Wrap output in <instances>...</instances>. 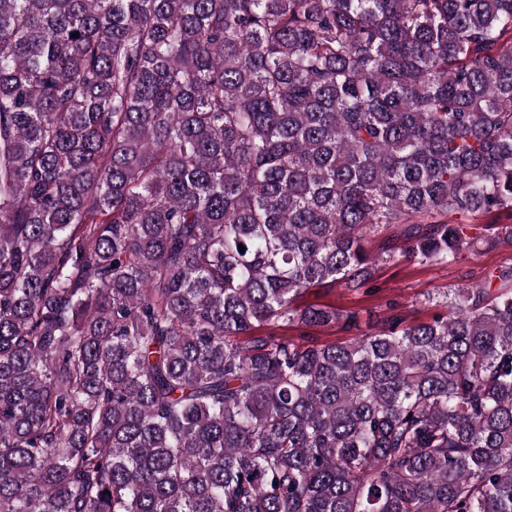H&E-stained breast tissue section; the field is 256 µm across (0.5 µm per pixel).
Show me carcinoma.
<instances>
[{
    "instance_id": "carcinoma-1",
    "label": "carcinoma",
    "mask_w": 512,
    "mask_h": 512,
    "mask_svg": "<svg viewBox=\"0 0 512 512\" xmlns=\"http://www.w3.org/2000/svg\"><path fill=\"white\" fill-rule=\"evenodd\" d=\"M503 210L512 0H0V512H512V266L297 305ZM399 232V226L390 225L368 239L366 248L376 257L368 288L355 291L339 285L313 288L299 299L298 305L359 310L363 321L369 315L376 320L393 313L401 314L408 322L426 321L444 310L449 288L476 283L488 272L512 266V244L464 253L447 265L410 261L399 256L389 260L382 247L388 241L400 244ZM389 303L395 309H390ZM278 334H286L287 336L297 337L302 334H310L311 336H315L320 341H338L343 339L346 336L343 332H340L337 328H324V329H309L305 327H299L297 325H292L288 327H284L283 329L277 330Z\"/></svg>"
}]
</instances>
